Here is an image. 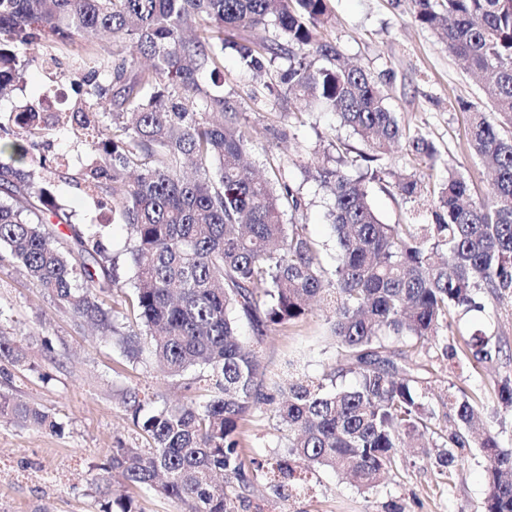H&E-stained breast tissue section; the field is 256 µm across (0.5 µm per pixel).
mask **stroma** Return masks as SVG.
<instances>
[{"instance_id":"1","label":"stroma","mask_w":512,"mask_h":512,"mask_svg":"<svg viewBox=\"0 0 512 512\" xmlns=\"http://www.w3.org/2000/svg\"><path fill=\"white\" fill-rule=\"evenodd\" d=\"M334 5L325 37L346 60L371 73L391 109L431 134L444 159L469 178L474 198L490 197L491 177L469 150L467 116L457 106L461 99L482 102L481 89L431 29L413 23V0H335ZM44 81L40 66L29 67L0 98V110L40 108ZM224 89L247 98L255 140L248 157L253 169L264 174L270 162L284 164L289 183L304 202L298 218L317 242L325 268L335 270L339 256L328 221L331 198L311 171L331 155L332 142L341 139L357 150L359 139L320 107L295 98L271 100L263 78L242 69L230 49L224 53ZM298 112L303 115L299 124L294 121ZM58 153L68 156V167H42L41 157ZM90 161L80 133L68 127L52 132L24 169L36 183L50 187L73 223L84 227L99 221L92 199L74 183ZM369 200L385 224H421L430 218V201L405 199L391 184H370ZM478 301L481 310L454 314L451 329L424 346L416 359L431 370L426 399L436 409L438 429L455 427L441 401L459 389L479 409L483 426L497 434L502 447L512 448V409L499 404L496 392L502 379H512V299L485 293ZM332 321V312L318 306L298 322L269 329L259 353L266 393L281 398L291 380L318 381L335 364ZM478 329L492 334L496 345L491 359L483 362L464 346ZM0 331L24 355L18 364L0 360V394L39 407L61 426L57 433L38 431L0 417V512H101L105 498L121 495L132 499L136 512H183L181 504L164 495L103 473L118 444L149 445L124 401L126 391L148 394L158 408L174 406L187 397L191 373L167 376L145 349L128 360L101 329L75 321L58 307L4 248ZM451 350L456 353L452 359L447 356ZM287 446L288 429L271 406L254 410L246 425V459L282 455ZM400 456L397 469L370 491L321 467L312 468L308 484L288 499L277 497L264 480H254L236 512H484L490 461L477 449L460 454L458 473L451 478L439 475L434 457L410 448Z\"/></svg>"}]
</instances>
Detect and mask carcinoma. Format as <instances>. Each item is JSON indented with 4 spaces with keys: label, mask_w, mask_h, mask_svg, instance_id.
I'll list each match as a JSON object with an SVG mask.
<instances>
[{
    "label": "carcinoma",
    "mask_w": 512,
    "mask_h": 512,
    "mask_svg": "<svg viewBox=\"0 0 512 512\" xmlns=\"http://www.w3.org/2000/svg\"><path fill=\"white\" fill-rule=\"evenodd\" d=\"M335 0H0V95L32 64L58 65L54 50L78 45L73 84L82 107L50 121L25 109L0 120V247L77 321L96 324L126 356L147 341L172 376L194 369L187 389L201 394L142 420L150 447L118 444L105 471L154 489L186 512H236L237 490L263 475L280 497L302 487L308 467L377 487L398 464L404 440L427 455L441 447L438 473L452 476L456 452L479 448L492 462L485 512H512V448L475 426L476 406L450 393L457 428L441 434L423 390L429 368L388 346L415 351L451 328L456 308L478 311L480 293L512 296V0H414L413 21L436 31L480 82L492 109L458 103L468 146L494 173L493 192L474 200L464 173L446 166L430 134L403 125L365 69L348 66L320 36ZM266 35L237 46L243 66L275 71L279 96L303 97L334 113L362 149L338 139L336 157L314 166L332 199L328 217L340 263L330 272L303 224L284 223L302 198L282 171L245 174L252 127L231 94L202 83L222 80L224 29ZM278 59L288 65L275 66ZM76 124L96 162L80 173L87 192L110 183L112 216L126 225L136 270L132 295L112 307L98 294L116 287V262L103 243L70 222L48 190L17 167L56 127ZM405 143L412 165L447 176L433 189L416 173L398 176L407 199L435 196L426 224H384L366 184L391 172L379 161ZM65 225L71 248L45 229ZM86 253L81 260L74 253ZM333 309L337 358L318 383L293 384L275 408L288 427L287 455L246 464L240 453L251 413L273 397L258 382L267 330L306 317L312 302ZM253 329L241 340L239 323ZM140 332H124L126 323ZM467 346L491 357L482 330ZM352 374L350 388L338 380ZM56 431L34 405L0 395V416ZM442 439L437 443L434 438Z\"/></svg>",
    "instance_id": "obj_1"
}]
</instances>
